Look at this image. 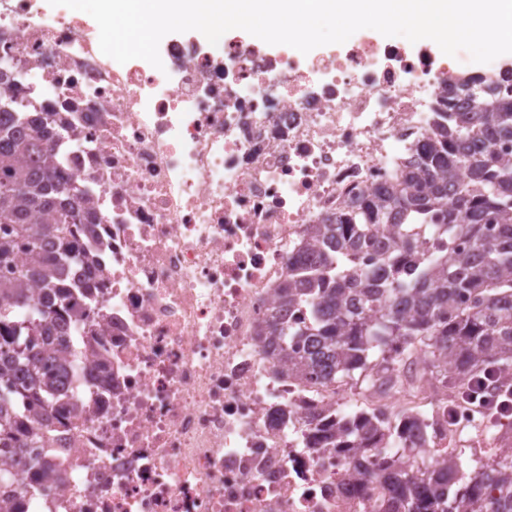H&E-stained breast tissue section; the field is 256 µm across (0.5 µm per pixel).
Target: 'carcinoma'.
<instances>
[{"mask_svg": "<svg viewBox=\"0 0 512 512\" xmlns=\"http://www.w3.org/2000/svg\"><path fill=\"white\" fill-rule=\"evenodd\" d=\"M458 78L448 96L468 112L448 113V127L422 146L400 177L347 216L311 230L314 242L336 245L305 276L310 247L295 259L280 287L282 304H308L309 322L297 330L273 318L260 330L271 343L303 336L306 350L280 348L288 371L328 389L359 374L391 387L401 369L412 383L414 361L462 397L482 380L512 384V159L495 148L512 139V98L484 82L470 96ZM0 105L27 107L18 82L0 72ZM54 124L46 134L15 136L0 122V464L28 447L35 425L50 427L80 411L76 400L55 398L51 325L72 313L70 263L96 272L87 239L96 223L85 199L71 193L50 142L75 132L55 112L36 117ZM465 166L470 183L448 191L453 170ZM442 215L438 233L462 248L450 264L423 252L426 213ZM370 250L376 272L355 255ZM28 253L22 263L19 255ZM424 422L417 412L336 413V448L391 449L362 476L394 494L399 512H512V453L472 470L459 456L438 460L407 436Z\"/></svg>", "mask_w": 512, "mask_h": 512, "instance_id": "1", "label": "carcinoma"}]
</instances>
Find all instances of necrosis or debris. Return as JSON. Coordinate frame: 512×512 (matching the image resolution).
Here are the masks:
<instances>
[{
  "label": "necrosis or debris",
  "mask_w": 512,
  "mask_h": 512,
  "mask_svg": "<svg viewBox=\"0 0 512 512\" xmlns=\"http://www.w3.org/2000/svg\"><path fill=\"white\" fill-rule=\"evenodd\" d=\"M159 53L121 64L90 16L0 0V62L78 129L55 149L101 219L103 281L63 271L90 319L53 327L59 396L83 408L33 450L49 489L17 460L0 493L19 512H380L312 421L350 401L289 376L258 331L312 226L391 185L471 70L370 35L301 59L187 31ZM419 399L426 447L485 427L447 390Z\"/></svg>",
  "instance_id": "1"
}]
</instances>
